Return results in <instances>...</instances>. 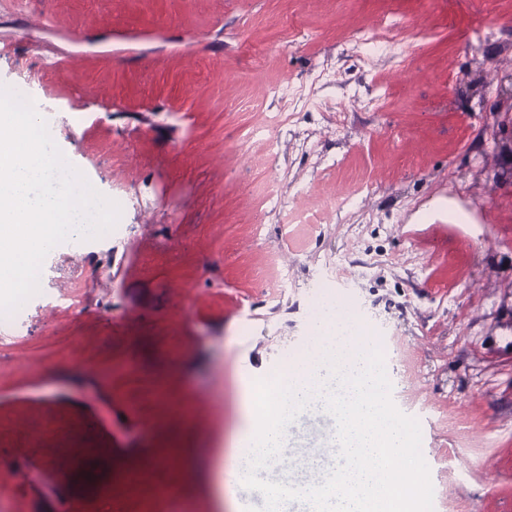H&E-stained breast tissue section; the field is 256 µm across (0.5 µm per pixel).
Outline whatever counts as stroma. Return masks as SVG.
<instances>
[{"label": "stroma", "mask_w": 512, "mask_h": 512, "mask_svg": "<svg viewBox=\"0 0 512 512\" xmlns=\"http://www.w3.org/2000/svg\"><path fill=\"white\" fill-rule=\"evenodd\" d=\"M381 18L400 48L366 56L354 32ZM501 67L512 0H0V86L127 226L59 244L26 331L0 337V455L27 450L0 472L11 512H232L221 459L246 395L303 351L326 297L420 424L433 512H512ZM284 82L311 103L274 154L260 129ZM111 364L126 373H87ZM160 376L175 405L142 401ZM289 444L322 458L321 417Z\"/></svg>", "instance_id": "1"}]
</instances>
